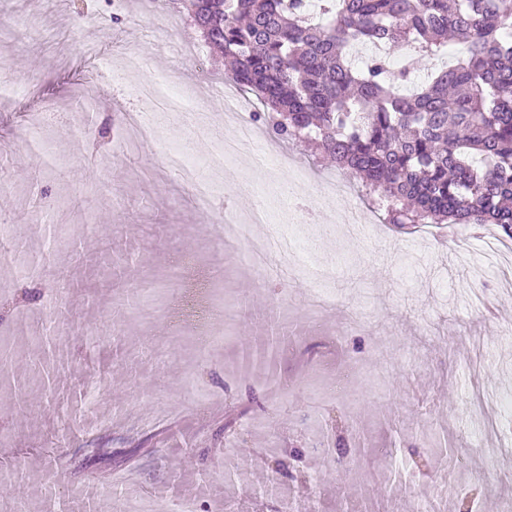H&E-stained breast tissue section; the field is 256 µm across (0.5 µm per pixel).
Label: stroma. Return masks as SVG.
<instances>
[{
  "instance_id": "35a3bbf8",
  "label": "stroma",
  "mask_w": 512,
  "mask_h": 512,
  "mask_svg": "<svg viewBox=\"0 0 512 512\" xmlns=\"http://www.w3.org/2000/svg\"><path fill=\"white\" fill-rule=\"evenodd\" d=\"M31 20L34 34L0 50V238L24 241L18 259L0 262V337L9 349L10 384L0 383V512H112V487L149 499L154 512H173L195 497L209 512H276L275 497L252 494L273 458L290 472L281 495L293 512H411L433 501L436 512H460L465 487L477 512H502L512 498V451L494 436L474 438L475 397H487L491 420H512V285L503 270L475 277L481 247L497 243L512 268V238L494 225L425 224L412 231L381 221L352 237L323 232L290 217L279 186L287 169H251L247 155L211 171L215 200L204 209L167 167V147L194 138L196 156L220 150L211 128L222 126L224 59L205 44L185 13L155 17L147 0H0V23ZM132 47L147 71L123 81L96 76L100 55L119 59ZM165 71L208 123L188 130L155 125L134 150L107 143L115 119L141 121L156 103L136 87ZM62 121L42 129L57 162L42 166L28 145L46 107ZM260 141L306 166L305 207L331 214L357 203V181L305 143H288L259 127ZM270 210L251 237L287 229L298 263L255 271L222 246L225 209L245 216L254 196ZM79 262H71L74 250ZM194 256L196 268L224 270L210 329L224 338L199 348L192 332H177L167 301L187 280L175 269ZM47 258L68 269L70 288L28 276ZM156 289L163 304L129 313L121 340L84 351L80 329L41 343L42 323L58 307L80 313L83 327L111 320L136 290ZM283 302L288 345L273 366L246 362L264 344L272 307ZM243 312L225 322L224 307ZM370 317L353 329L360 308ZM276 371L281 388L268 383ZM111 393L92 402L101 383ZM204 405H197V395ZM447 435L446 462L431 467L432 440ZM103 448L85 466L77 448ZM328 446L312 452L314 442ZM348 452L336 464L334 447ZM396 454L377 473L378 450ZM241 462L235 480L224 458Z\"/></svg>"
}]
</instances>
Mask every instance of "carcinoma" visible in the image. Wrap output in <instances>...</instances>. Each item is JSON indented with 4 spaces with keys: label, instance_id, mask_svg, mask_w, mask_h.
<instances>
[{
    "label": "carcinoma",
    "instance_id": "1",
    "mask_svg": "<svg viewBox=\"0 0 512 512\" xmlns=\"http://www.w3.org/2000/svg\"><path fill=\"white\" fill-rule=\"evenodd\" d=\"M253 120L311 142L399 229L494 224L512 238V0H181ZM456 63L420 79L351 47Z\"/></svg>",
    "mask_w": 512,
    "mask_h": 512
}]
</instances>
